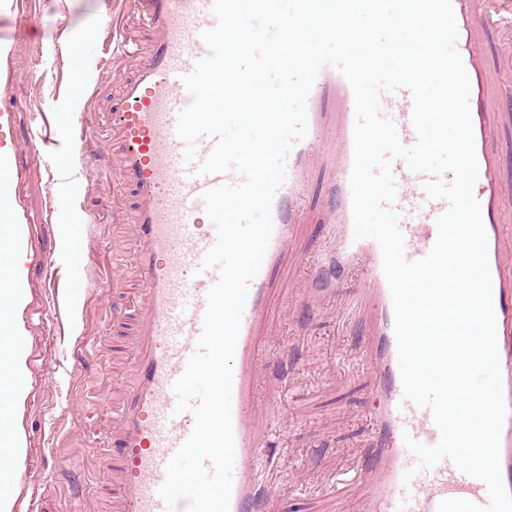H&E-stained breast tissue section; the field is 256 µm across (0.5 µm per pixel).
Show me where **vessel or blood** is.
Masks as SVG:
<instances>
[{
    "mask_svg": "<svg viewBox=\"0 0 512 512\" xmlns=\"http://www.w3.org/2000/svg\"><path fill=\"white\" fill-rule=\"evenodd\" d=\"M149 30L144 46L128 51L132 66L112 86L108 147L117 159L122 183L136 191L138 201L130 211L133 236L138 243L133 261L139 276L138 297L132 309L135 388L119 405L113 445L101 459L111 473L114 512H187V501L166 506L158 490L166 466L190 435L191 413H175L172 386L197 348L207 305V293L217 279L216 270L200 265L216 241L215 230L199 231L204 212L201 195L224 183H239L236 172L197 175L196 163H186L184 144L176 126L179 112L191 102L182 77L207 53L200 34L212 27V0H132ZM27 0H0V91L15 83L13 48L24 35L21 25ZM458 29L456 47L470 82V111L474 130L478 178L474 195L480 203L487 235L488 260L493 284L497 344L503 393L508 414L500 442L501 475L512 490V273L506 268L504 227L498 221L502 195L499 163L493 145L494 127L487 107L489 87L476 32L492 24L495 16L512 14V0H452ZM341 101L340 113L322 111V101ZM382 114L391 119L403 145L417 141L412 125V96L408 90L380 95ZM307 134L290 152L286 179L272 204L273 230L258 274L252 280L232 373L231 414L235 444L229 512H263L262 493L252 471L269 451L263 429L264 410L256 399L257 374L267 358L257 346L273 289L272 275L288 248L293 224L299 223L301 201L313 161L337 170L330 193L329 223L336 226V246L315 265L354 270L367 288L363 307L370 330L367 352L376 367L371 397L375 443L356 474L363 488V512H437L446 499H464L478 505L488 502L486 484L461 472L449 459L419 471L411 481L403 475L416 463L406 439L432 445L439 430L429 408L403 399V387L394 333V311L383 271L382 252L376 241L353 237L350 179L354 160V94L349 82L334 67H323L306 101ZM55 119L45 113L30 131L31 148L53 154L55 144L47 129ZM15 114L0 109V238L9 244L5 267L7 301L0 306V324L12 336L0 351L9 355L20 371L14 376L15 397L27 394L21 368L28 359L31 333L30 301L26 278L40 254L30 234V220L17 183L22 176L23 151L9 133ZM392 169L407 259L426 256L437 238L436 219L448 207L445 200L429 198L427 173L410 170L403 160ZM88 280L78 265L53 278L44 300L46 322L62 324L61 297L86 292Z\"/></svg>",
    "mask_w": 512,
    "mask_h": 512,
    "instance_id": "1",
    "label": "vessel or blood"
}]
</instances>
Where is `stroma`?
<instances>
[{
	"label": "stroma",
	"instance_id": "35a3bbf8",
	"mask_svg": "<svg viewBox=\"0 0 512 512\" xmlns=\"http://www.w3.org/2000/svg\"><path fill=\"white\" fill-rule=\"evenodd\" d=\"M116 13L128 36L142 34L139 13L113 0H29V37L15 50V84L8 97H0V106L17 116L18 141H25L36 124L37 111L60 119L54 128L56 164L80 174V186L51 183L44 155L29 152L20 191L34 220L35 240L56 265L64 263L71 227L81 226V263L92 285L88 297L63 300L65 333L60 336L42 320V273L30 278L33 359L26 370V408L18 417L38 460L37 470L24 479L34 491L35 512H112V476L98 470L97 458L112 439V408L134 382L127 358L130 328L120 320L134 299L137 279L132 226L124 219L134 199L128 191L114 195L116 172L105 155L112 84L129 66L116 63L108 81L99 84L92 66L112 41ZM478 43L487 62L503 183L500 221L512 226V44L494 26L479 30ZM80 54L89 61L81 70V93H53L55 78H66ZM332 178L331 168L310 167L302 221L273 275V315L266 327L275 336L271 351H286L288 371L269 368L260 377L262 395L278 398L266 424L286 442L280 472H258L260 480L275 484L268 512H361L362 507L361 487L336 484L333 477L361 465L373 442L369 388L374 370L364 356V333L346 307L363 283L343 273L336 297L325 298L324 281L310 265L332 243L323 222L325 189ZM52 196L65 213L63 221L46 220Z\"/></svg>",
	"mask_w": 512,
	"mask_h": 512
}]
</instances>
